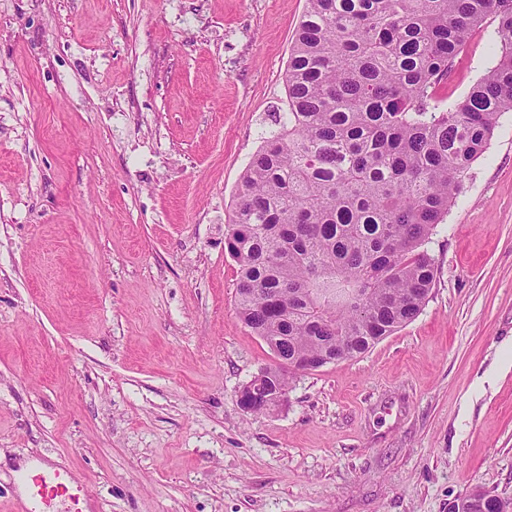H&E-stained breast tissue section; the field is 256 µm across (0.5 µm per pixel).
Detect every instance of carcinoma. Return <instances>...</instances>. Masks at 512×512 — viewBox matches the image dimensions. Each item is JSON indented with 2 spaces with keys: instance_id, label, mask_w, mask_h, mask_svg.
Returning a JSON list of instances; mask_svg holds the SVG:
<instances>
[{
  "instance_id": "cac0c4a2",
  "label": "carcinoma",
  "mask_w": 512,
  "mask_h": 512,
  "mask_svg": "<svg viewBox=\"0 0 512 512\" xmlns=\"http://www.w3.org/2000/svg\"><path fill=\"white\" fill-rule=\"evenodd\" d=\"M488 24L495 64L444 103ZM285 89L224 232L240 320L288 359L266 368L255 413L287 399L293 366L362 355L420 313L424 246L512 112V0H307Z\"/></svg>"
}]
</instances>
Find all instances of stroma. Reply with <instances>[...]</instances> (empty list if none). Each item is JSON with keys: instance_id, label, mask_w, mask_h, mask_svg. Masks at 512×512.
Returning <instances> with one entry per match:
<instances>
[{"instance_id": "stroma-1", "label": "stroma", "mask_w": 512, "mask_h": 512, "mask_svg": "<svg viewBox=\"0 0 512 512\" xmlns=\"http://www.w3.org/2000/svg\"><path fill=\"white\" fill-rule=\"evenodd\" d=\"M306 0H0V512L34 464L96 512H449L512 499V112L438 225L412 322L294 373L224 232ZM497 59L455 60L457 100Z\"/></svg>"}]
</instances>
